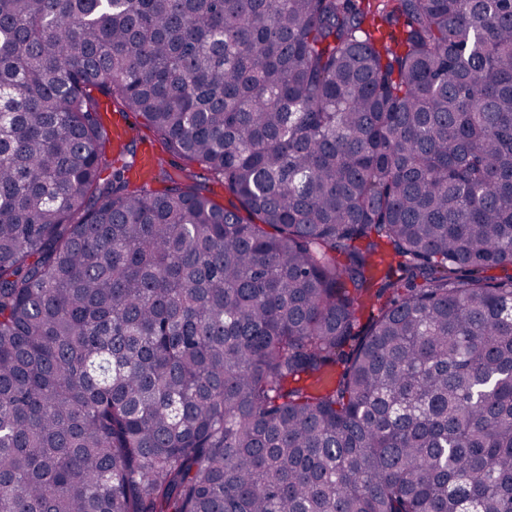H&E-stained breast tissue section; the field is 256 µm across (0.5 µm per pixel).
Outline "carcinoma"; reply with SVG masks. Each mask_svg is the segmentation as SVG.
Returning a JSON list of instances; mask_svg holds the SVG:
<instances>
[{
  "mask_svg": "<svg viewBox=\"0 0 512 512\" xmlns=\"http://www.w3.org/2000/svg\"><path fill=\"white\" fill-rule=\"evenodd\" d=\"M509 266L512 0H0V512H512ZM144 143L139 139L137 141V154L139 156L143 151ZM159 163L160 158L155 153V150L151 146L146 145L143 151L141 166L133 171V178L138 181H146L159 166Z\"/></svg>",
  "mask_w": 512,
  "mask_h": 512,
  "instance_id": "cac0c4a2",
  "label": "carcinoma"
}]
</instances>
